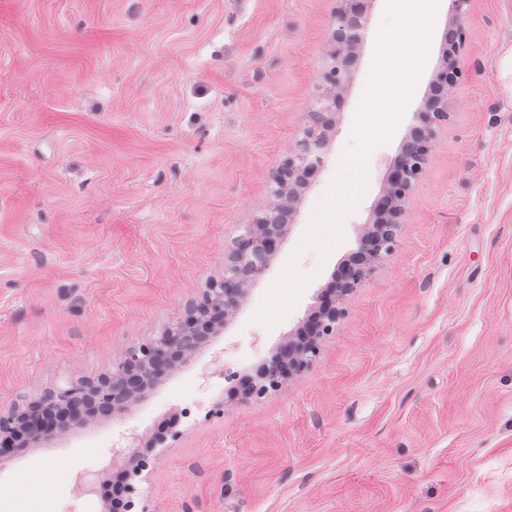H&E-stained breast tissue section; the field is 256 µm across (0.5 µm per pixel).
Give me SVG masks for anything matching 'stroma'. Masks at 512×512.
Listing matches in <instances>:
<instances>
[{
  "label": "stroma",
  "mask_w": 512,
  "mask_h": 512,
  "mask_svg": "<svg viewBox=\"0 0 512 512\" xmlns=\"http://www.w3.org/2000/svg\"><path fill=\"white\" fill-rule=\"evenodd\" d=\"M386 0H372L324 165L239 308L124 410L0 458V512H108L104 465L177 420L132 492L147 512H512V0H470L450 94L392 253L334 335L261 398L234 389L357 250L429 96L438 0L403 118L326 262L297 253L352 144ZM336 0H0V412L111 374L224 278L302 135ZM310 283L253 322L289 259Z\"/></svg>",
  "instance_id": "35a3bbf8"
}]
</instances>
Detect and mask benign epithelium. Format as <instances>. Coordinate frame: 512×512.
Instances as JSON below:
<instances>
[{
  "label": "benign epithelium",
  "mask_w": 512,
  "mask_h": 512,
  "mask_svg": "<svg viewBox=\"0 0 512 512\" xmlns=\"http://www.w3.org/2000/svg\"><path fill=\"white\" fill-rule=\"evenodd\" d=\"M450 13L455 21L448 43L441 51L439 71L435 86L442 96L430 102L425 111L423 128L406 146L404 158L388 176L384 193L376 203L380 214L376 228L359 237L358 243L366 253L364 261L342 266L336 277V291L344 297L362 287L375 270L381 257L393 251L396 229L403 216L405 204L414 186L425 175L426 164L435 148L440 129L448 124V92L463 81L458 55L468 39L465 17L470 0H449ZM370 15L364 0H337L334 13L329 63L319 82L320 95L309 113V121L302 135L288 150L275 175L279 187H291L319 173L324 162L326 133L334 127L335 112L340 110L345 89L351 81L350 63L355 50L361 45L362 32L367 30ZM277 211L273 207L258 216L255 223L244 229L235 242L230 262L225 268L224 283L210 289L200 306L186 307L182 320L166 335L138 354H131L117 364L112 376L105 377L93 386L71 385L47 397L58 405H74L84 401L88 390H93L103 408L112 410L126 403L142 390L143 378L149 373L160 374L177 353H184L194 345L193 337L201 328L229 316L232 309L246 296V288L267 265V260L279 244ZM322 313L311 321L303 335L306 339L296 348H286L288 356H273L256 378L247 381L241 396L244 399L260 397L277 389L283 380L300 374L307 357L317 353L318 340L336 332L340 310L333 301L322 300ZM43 401L27 404L22 415L0 414V456L10 455L26 444L25 435L42 433L47 438L57 436L55 427L44 420L41 413Z\"/></svg>",
  "instance_id": "1"
}]
</instances>
